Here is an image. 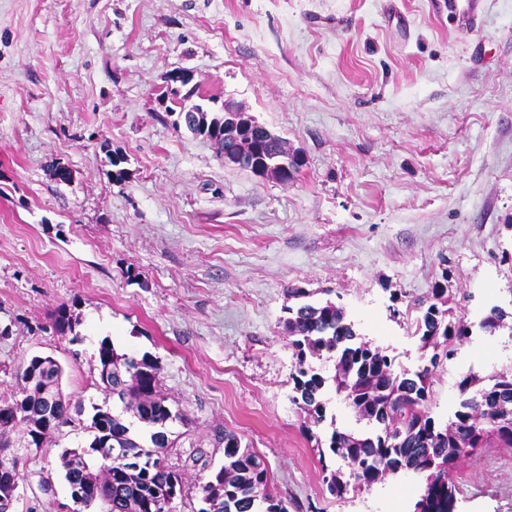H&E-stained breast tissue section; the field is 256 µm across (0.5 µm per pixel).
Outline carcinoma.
I'll list each match as a JSON object with an SVG mask.
<instances>
[{
	"mask_svg": "<svg viewBox=\"0 0 512 512\" xmlns=\"http://www.w3.org/2000/svg\"><path fill=\"white\" fill-rule=\"evenodd\" d=\"M167 93L187 100L198 95V87L184 77ZM178 118L224 153L227 113L196 105ZM237 135L239 146L254 149L259 157L287 151L285 140L260 130ZM287 313L283 326L297 360L292 401L310 416L306 432L326 418L327 378L308 363L310 358L335 359L336 392L345 394L358 418L370 426L359 433L332 431L328 453L344 461L348 472L322 465L329 471L324 476L329 491L342 498L352 486L369 490L389 474L411 473L419 478L412 512H457L459 489L450 477L456 462L491 438L512 446V373L495 376L490 385L464 376L457 384L460 400L453 419L443 425L428 406L432 368L440 358H451L454 346L470 339L473 329L493 333L512 313L493 306L476 324L453 322L447 311L429 304L417 321V333L421 348L435 349L430 366L401 374L393 358L359 339L336 303L304 302ZM78 325L69 305L57 308L53 327L58 333L80 342ZM95 358L99 386L118 399L122 411L94 408L86 426L92 439L62 450L72 501L84 509L96 506L98 512H172L170 497H182L185 484L181 471L165 464L174 448L168 427L181 415L160 396L159 362L147 353L140 358L120 353L107 338L99 342ZM63 374L52 357L34 355L16 374L13 398L0 403V512H6L24 477L23 455L12 435L21 433L29 447L40 449L53 441L57 427L81 415V408H71L63 394ZM222 440L224 464L198 485L201 506L196 512H288L271 492L263 459L233 432L224 431Z\"/></svg>",
	"mask_w": 512,
	"mask_h": 512,
	"instance_id": "carcinoma-1",
	"label": "carcinoma"
}]
</instances>
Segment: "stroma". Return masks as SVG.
<instances>
[{
    "instance_id": "obj_1",
    "label": "stroma",
    "mask_w": 512,
    "mask_h": 512,
    "mask_svg": "<svg viewBox=\"0 0 512 512\" xmlns=\"http://www.w3.org/2000/svg\"><path fill=\"white\" fill-rule=\"evenodd\" d=\"M174 70L209 111L232 103L287 139L299 171L256 176L175 127ZM511 218L512 0H486L469 32L434 0H0V401L20 362L50 356L87 421L112 405L95 383L102 339L153 356L185 416L170 427L175 512H197L225 429L264 458L288 512H409L402 472L328 491L336 460L319 448L355 419L330 387L327 423L305 433L289 291L336 302L414 371L430 303L454 321L512 312ZM63 303L81 342L52 326ZM511 370L512 330L474 333L433 371V416L452 418L466 374ZM89 439L65 426L31 453L18 512H72L58 456ZM452 478L459 512H512V447L490 441Z\"/></svg>"
}]
</instances>
